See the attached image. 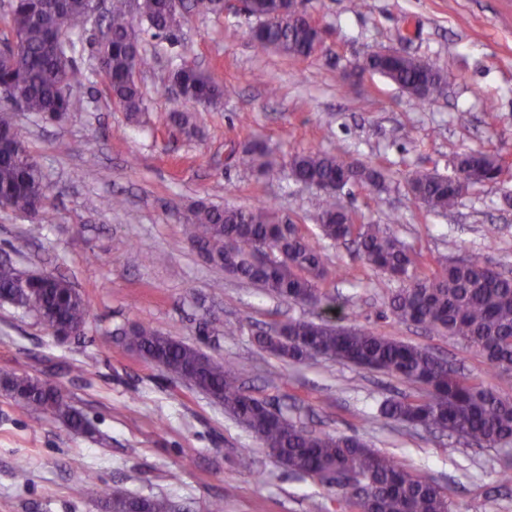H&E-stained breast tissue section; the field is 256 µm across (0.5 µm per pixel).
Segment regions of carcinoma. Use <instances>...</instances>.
Listing matches in <instances>:
<instances>
[{
    "instance_id": "carcinoma-1",
    "label": "carcinoma",
    "mask_w": 512,
    "mask_h": 512,
    "mask_svg": "<svg viewBox=\"0 0 512 512\" xmlns=\"http://www.w3.org/2000/svg\"><path fill=\"white\" fill-rule=\"evenodd\" d=\"M280 0H248L247 16L259 25L252 29L259 52L274 51L301 58L316 31L305 14L295 10L286 18L277 13ZM11 30L22 48L0 57V88L13 94V105L57 121L71 111L64 90L79 80L70 36L80 32L91 16L89 0H11ZM179 8L174 0H138L131 15L129 0H112L104 17L110 39L98 46L102 70L113 101L130 116L142 111L143 97L136 81L151 60L138 47L135 25L144 21L156 33L174 30ZM364 60L371 72L400 86L411 97L430 103L443 95L448 77L435 63L371 51ZM171 80L184 91L185 102L204 107L219 105L224 83L212 73L183 65ZM239 166L272 178L276 175L268 151L259 142L233 151ZM466 171L495 180L499 157L482 150L459 155ZM292 176L318 187V222L324 239L356 244L362 263L401 282L390 298L388 313L394 321L444 332L482 355L494 376L512 379V277L494 272L489 264L470 260L456 264L432 258L392 234L385 224H371L344 209L333 188L343 184L387 188L388 177L375 167L356 162L344 153L319 150L289 155ZM413 202L427 212H450L468 190L454 188L438 173L416 171L408 179ZM42 167L23 137L15 136L11 113L0 110V208L20 214L46 212ZM280 222L265 204L248 208L195 202L188 210L185 234L189 244L204 251V258L255 285L272 297L293 299L314 306L327 298L322 284L327 275L321 248L288 225L290 235H278ZM270 242L284 258L258 263L259 246ZM26 272L12 263H0V301L46 311L61 323L85 327L88 302L67 279L35 281L37 298L19 293L17 283ZM126 343L156 356L160 369L174 379L189 371L197 384L224 394V412L254 433L288 472L315 477L336 489L335 512H450V502L437 479L381 453L356 434L314 432L288 413L254 395H245L243 368L217 359L200 348L170 336L150 323H137L125 332ZM265 351L293 364L322 358L331 363L354 364L383 371L421 386L418 395L383 401L379 416L387 421L420 423L425 429L454 430L467 445L488 448L512 444V400L501 397L478 377H465L428 349L404 343L366 325L352 327L294 319L279 335L257 336ZM0 386L17 405L47 413L72 430L92 434L85 416L57 385L38 377L0 373ZM106 512H176L164 497H101Z\"/></svg>"
}]
</instances>
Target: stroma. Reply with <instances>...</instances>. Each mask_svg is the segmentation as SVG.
I'll list each match as a JSON object with an SVG mask.
<instances>
[{
	"mask_svg": "<svg viewBox=\"0 0 512 512\" xmlns=\"http://www.w3.org/2000/svg\"><path fill=\"white\" fill-rule=\"evenodd\" d=\"M239 0L220 11L186 0L173 34L139 27L151 59L137 81L138 119L112 103L96 60L97 19L73 35L82 72L72 109L60 122L18 113L16 125L42 165L51 221L0 210V260L23 270L69 278L90 305L81 336L59 342L37 315L0 303V370L28 374L65 389L95 435L77 434L51 415L18 406L0 390V512H98L102 491L162 496L182 512H313L330 506L333 489L296 480L222 405L175 381L128 349L122 332L150 323L208 354L240 364L258 397L310 427L359 433L377 450L447 487L451 512H512V482H503L507 447L471 448L440 432L386 423L378 407L416 388L399 378L321 359L292 366L260 349L253 336L291 319L370 325L381 334L428 348L462 372L512 397V380L491 377L473 350L447 335L386 317L398 281L360 263L351 245L322 241L330 300L316 307L273 299L227 274L184 238L196 200L246 207L269 202L280 221L319 239V190L285 168L290 153L343 151L388 170V191L344 189L341 203L430 256L472 259L512 272V177L470 188L447 214L418 208L406 180L417 170L448 176L457 154L484 149L512 159V0H301L326 32L306 59L257 52L256 19ZM474 18L471 26L462 25ZM397 50L436 62L448 75L443 97L411 99L377 74L356 75L371 49ZM194 65L223 80L218 108L193 107L197 133L170 130L171 74ZM273 82L276 94L265 84ZM494 99L496 111L484 108ZM469 115L459 124L457 113ZM259 139L284 171L270 181L238 167L231 145ZM121 207H113V198ZM320 240V239H319ZM241 335H225L228 326ZM26 479H18V466ZM95 482H87V473Z\"/></svg>",
	"mask_w": 512,
	"mask_h": 512,
	"instance_id": "35a3bbf8",
	"label": "stroma"
}]
</instances>
